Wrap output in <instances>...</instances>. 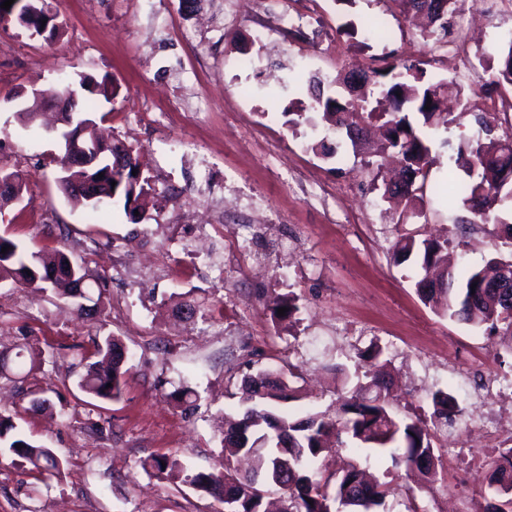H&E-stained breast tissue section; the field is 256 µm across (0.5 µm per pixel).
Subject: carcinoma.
I'll list each match as a JSON object with an SVG mask.
<instances>
[{
	"mask_svg": "<svg viewBox=\"0 0 512 512\" xmlns=\"http://www.w3.org/2000/svg\"><path fill=\"white\" fill-rule=\"evenodd\" d=\"M444 2L443 10L435 9L426 16V31L430 36L447 29L448 16L453 14L459 0ZM27 29L35 36L57 31L54 19L47 15L27 22ZM489 68L496 84L512 86V46L498 57H489ZM332 84L347 94L327 95L323 79L316 75L309 79L314 94L309 104L289 120L291 129L307 125L315 130L321 123L337 131L346 126L345 111L353 100L349 77L338 74ZM363 84L378 89L375 102L360 99L366 114L359 115V119L381 122V153L401 156L414 172L426 177L430 147L418 134L417 126H447L459 120L450 112L438 111L437 103L442 94L462 95L461 88L452 80L426 82L424 71L395 62L363 75ZM476 122L478 131L460 145L456 157L467 176L458 187L457 197L471 208V224L489 222L497 208L512 203V178L507 175L512 172V137L494 136L498 119L490 113L477 117ZM137 168L138 158L131 149L103 140L101 164L93 175L104 174L103 180L108 183L118 181L120 188L114 195L124 197L125 212L131 216L139 209L137 202L146 193L139 176L132 174ZM72 177L81 179L85 173L76 169L66 179L57 178L60 191L73 205L100 211L101 206L96 202L75 194ZM461 245L462 240L453 231L441 241L403 236L392 247V258L402 264L416 257L421 270L415 282L416 293L434 313L483 329L488 335L502 329L512 341V299L504 301L489 287L502 271L512 275V252L491 257L481 269L450 271L448 249ZM3 246L10 250L0 252V277L51 289L81 319L83 303L102 299L106 291L105 282L88 281L83 268L60 250L47 256L25 250L14 240L0 236V248ZM383 354L380 346L369 353V368L363 373L367 382L356 381L351 395L333 415L309 409L304 416L295 418L280 412L279 402L288 398L287 385L281 377L273 378L269 372L260 370L247 377L241 386L240 401L245 411L224 430L217 466L209 470L194 469L163 454L142 460L141 468L221 501L228 496L234 512H266L262 509L263 501L270 494L278 495L283 501L281 512H339L341 507L386 512L387 484H367L361 470L352 463L333 476H324L317 462L336 448H373L389 454L395 466L416 470L425 481L433 482L439 462L436 431L456 425L464 408L452 394L439 390L432 395L431 425L420 420L411 423L397 420L386 401ZM84 359L87 367L78 382L80 391L100 402L119 400L129 372L127 352L121 341L115 336L95 335ZM13 429L10 421L0 418L1 459H8L10 464H19L45 479L62 475L63 461L51 449L22 439H9ZM490 467L491 497L486 512H512V492H507L502 484L503 473H509L512 478V448L499 452Z\"/></svg>",
	"mask_w": 512,
	"mask_h": 512,
	"instance_id": "cac0c4a2",
	"label": "carcinoma"
}]
</instances>
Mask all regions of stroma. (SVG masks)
Here are the masks:
<instances>
[{
	"label": "stroma",
	"instance_id": "stroma-1",
	"mask_svg": "<svg viewBox=\"0 0 512 512\" xmlns=\"http://www.w3.org/2000/svg\"><path fill=\"white\" fill-rule=\"evenodd\" d=\"M47 2L63 24L54 41L14 17L0 27V167L23 180L21 201L0 209V236L83 261L107 291L86 321L50 291L0 280V354L44 356L27 378L0 377V415L66 464L39 486L0 468V512H218L208 495L145 473L140 461L168 454L213 467L225 417L242 412L236 392L261 369L291 368L288 409L336 407L346 378L368 368L360 353L375 344L389 361L399 417H429L441 389L458 399L463 422L441 433L431 484L390 457L347 448L323 457L324 468L367 467L392 488L388 512L412 503L421 512H482L489 458L512 445V348L436 315L414 291V262L395 264L391 252L402 235H441L468 215L451 201L464 177L454 158L476 116L512 120V87L494 84L485 63L512 46V0H465L462 20L437 42L403 20L397 0H253L240 13L208 0L216 19L190 43L170 32L183 21L179 0ZM245 54L253 66L237 67ZM390 61L417 65L433 83L456 82L470 102L459 123L426 132L432 164L420 217L380 202L373 153L322 128L289 130L285 116L300 108L295 84L310 74L332 79ZM81 73L118 88L112 100L95 96L93 117L139 156L150 183L141 222L115 198L104 223H91L57 187L58 141L31 139L14 116L16 91ZM188 137L195 150L183 148ZM216 203L220 274L187 254L195 225L169 221L188 209L205 218ZM499 215L468 230L455 254L463 266L504 249L512 209ZM290 294L296 311L279 315L275 299ZM183 298L199 303L193 318L177 317ZM96 330L134 353L121 399L101 408L76 388ZM183 383L196 392L188 408L173 396ZM35 388L49 400L37 412Z\"/></svg>",
	"mask_w": 512,
	"mask_h": 512
}]
</instances>
